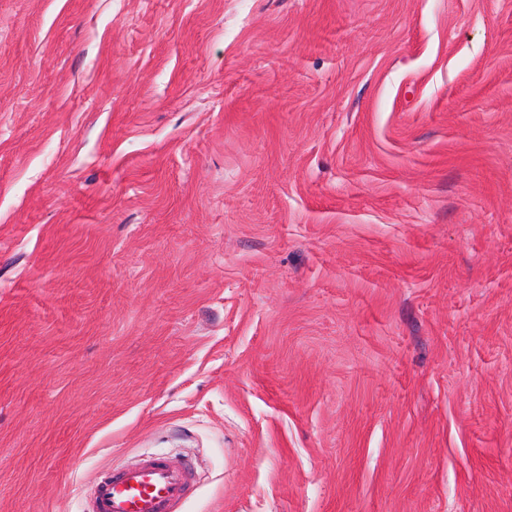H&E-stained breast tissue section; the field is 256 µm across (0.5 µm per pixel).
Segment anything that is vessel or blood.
I'll use <instances>...</instances> for the list:
<instances>
[{
	"label": "vessel or blood",
	"instance_id": "vessel-or-blood-1",
	"mask_svg": "<svg viewBox=\"0 0 512 512\" xmlns=\"http://www.w3.org/2000/svg\"><path fill=\"white\" fill-rule=\"evenodd\" d=\"M188 488L184 470L159 459H144L101 481L91 512H180Z\"/></svg>",
	"mask_w": 512,
	"mask_h": 512
}]
</instances>
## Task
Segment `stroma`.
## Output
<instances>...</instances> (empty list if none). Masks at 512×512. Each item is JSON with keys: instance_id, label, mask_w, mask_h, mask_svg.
Returning <instances> with one entry per match:
<instances>
[{"instance_id": "1", "label": "stroma", "mask_w": 512, "mask_h": 512, "mask_svg": "<svg viewBox=\"0 0 512 512\" xmlns=\"http://www.w3.org/2000/svg\"><path fill=\"white\" fill-rule=\"evenodd\" d=\"M512 512V0H0V512ZM188 488L184 470L160 459H144L101 481L91 512H180Z\"/></svg>"}]
</instances>
